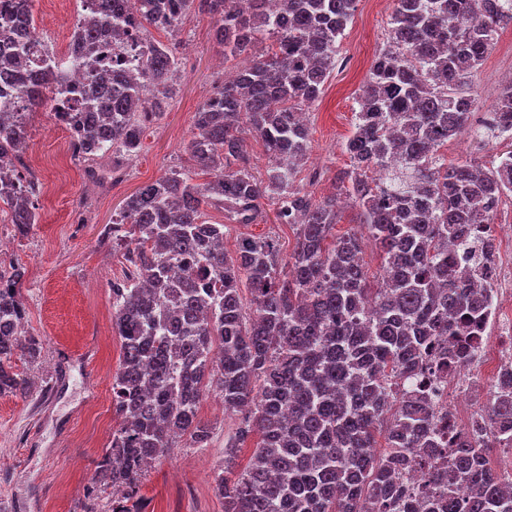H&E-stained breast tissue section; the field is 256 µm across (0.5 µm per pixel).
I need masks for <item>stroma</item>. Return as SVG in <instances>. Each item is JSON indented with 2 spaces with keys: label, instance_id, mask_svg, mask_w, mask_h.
<instances>
[{
  "label": "stroma",
  "instance_id": "obj_1",
  "mask_svg": "<svg viewBox=\"0 0 512 512\" xmlns=\"http://www.w3.org/2000/svg\"><path fill=\"white\" fill-rule=\"evenodd\" d=\"M56 19L48 0H35L39 34L54 51H63L80 13ZM392 7L360 0L340 42L339 63L322 97L307 111L312 149L296 177V187L314 199L334 190L332 178L350 158L343 144L359 110L357 93L386 40ZM210 18L187 14L176 38L180 60L178 91L161 119L147 124L142 149L120 181L89 196L76 165H63L68 133L53 113L36 108L26 151L34 163L24 168L37 180L39 221L20 235L9 216L0 217V236L12 250L0 263L20 267V295L27 314L24 328L42 343L39 357L20 361L16 373L30 377L27 394L0 396V504L8 512H81L96 463L110 440L117 418L112 410V377L121 356L112 330V287L128 272L123 247L102 241L124 199L138 187L171 170L189 168L187 149L193 116L224 80V55L212 36ZM512 83V29L498 32L475 80L476 89L493 105L495 92ZM246 235L273 237L282 254L296 245L288 224H235L224 238L227 252ZM199 417L213 429L209 447L183 440L170 456L156 461L142 478L138 495L145 512H224L215 475L224 464V436L237 415L209 393Z\"/></svg>",
  "mask_w": 512,
  "mask_h": 512
}]
</instances>
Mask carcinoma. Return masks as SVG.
I'll return each mask as SVG.
<instances>
[{
	"label": "carcinoma",
	"mask_w": 512,
	"mask_h": 512,
	"mask_svg": "<svg viewBox=\"0 0 512 512\" xmlns=\"http://www.w3.org/2000/svg\"><path fill=\"white\" fill-rule=\"evenodd\" d=\"M98 0L72 34L68 66L31 43L32 0L0 5V99L22 107L0 112V204L27 234L37 223V184L14 160L28 139V117L50 103L77 134L86 156L123 161L142 148L145 120H156L176 93L173 37L196 11L211 17L231 59L250 64L217 88L195 113L191 169L174 171L127 197L108 232L130 264L112 286V323L121 340L112 378L119 418L96 466L88 495L114 494L108 512H143L138 486L147 468L187 438L208 446L212 429L198 418L215 392L243 419L224 440V466L258 436L247 467L216 488L224 512H512V488L483 456L485 439L461 430L450 443L431 427L420 362L427 353L464 363L487 300L473 274L455 269L448 243L468 242L512 192V167L448 162L442 148L478 109L473 90L498 31L512 27V0H397L386 44L357 97L354 129L344 143L351 165L338 190L358 205L378 244L382 274L371 279L361 239L336 235V199L295 187L310 152L303 107L317 102L336 70L339 44L359 0ZM139 33L146 50L133 72L96 71L98 38ZM85 63L80 83L68 70ZM498 128H512V84L492 106ZM259 137L274 161L266 178L252 173L241 134ZM383 172L368 181L367 172ZM204 175L206 179L198 181ZM276 221L296 227L284 258L271 237L243 236L224 251L228 224ZM207 209L225 223L204 219ZM130 229H125V226ZM15 267L0 272V395L26 394L17 358L35 359L41 343L26 330ZM247 280L251 300L240 293ZM492 429L512 428V387L499 384L489 408ZM386 451H375L377 438ZM450 448L451 474L431 472L417 503L401 475L419 448Z\"/></svg>",
	"instance_id": "cac0c4a2"
}]
</instances>
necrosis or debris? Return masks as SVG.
Masks as SVG:
<instances>
[{
    "instance_id": "necrosis-or-debris-1",
    "label": "necrosis or debris",
    "mask_w": 512,
    "mask_h": 512,
    "mask_svg": "<svg viewBox=\"0 0 512 512\" xmlns=\"http://www.w3.org/2000/svg\"><path fill=\"white\" fill-rule=\"evenodd\" d=\"M493 273L483 280L487 308L476 358L437 373L425 389L439 429H467L488 414L503 373L512 374V220L493 222Z\"/></svg>"
}]
</instances>
